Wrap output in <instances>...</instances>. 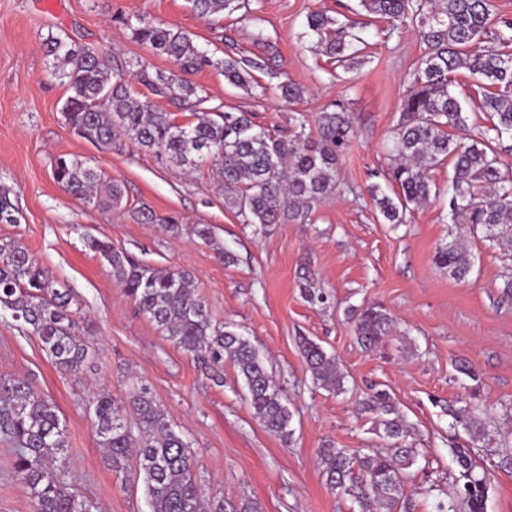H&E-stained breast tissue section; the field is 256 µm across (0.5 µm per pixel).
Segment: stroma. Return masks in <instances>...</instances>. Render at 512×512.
<instances>
[{"label": "stroma", "mask_w": 512, "mask_h": 512, "mask_svg": "<svg viewBox=\"0 0 512 512\" xmlns=\"http://www.w3.org/2000/svg\"><path fill=\"white\" fill-rule=\"evenodd\" d=\"M250 4V11L216 22L192 12L187 0H0V184L11 188L19 211L18 223L0 224V239L19 241L68 289L88 324L90 346L83 374H61L38 336L0 314V375L29 378L59 406L68 439L63 479L101 512L151 508L142 481L118 475L99 448L88 407L94 394L123 401L134 378L148 380L191 443L206 499L223 500L227 512H352L350 498L326 485L318 451L328 442L352 450L381 447L379 428L357 399L384 390L412 425V446L428 451L426 467L410 470L405 494L411 512H432L436 498L457 493L448 478L455 437L445 410L462 393L455 360L475 365L492 418L502 431H512V417L504 414L512 406V303L500 290L504 272L512 271V251L488 246L482 231L449 223L446 198L395 226L385 223L368 195L375 175L390 163L391 131L421 53L414 30L387 36L386 22L373 21L359 0ZM312 11L356 18L367 48L354 81L334 74L326 57L300 40ZM141 15L185 31L210 56L279 65L303 88L298 108L308 119L332 103L347 106L354 135L339 162L341 184L311 223H243L225 207L211 164L189 170L127 139L101 149L75 134L62 114L68 91L53 73L45 39L59 35L118 62L137 58L164 73L179 72L172 59L133 39L123 20ZM187 79L203 87L211 105L257 113L265 126L287 127L292 115L267 75L259 77L267 88L261 96L228 84L210 67ZM62 155L87 161L120 184L121 203L104 209L64 191L51 173ZM138 206L179 216L187 225H209L216 246L233 252L236 264L224 265L216 246L194 236L139 223L133 214ZM457 237L476 257L474 272L461 282L433 263L437 249ZM91 239L193 275L213 321L244 333L271 360L293 412L290 442L253 417L232 367L216 385L192 355L139 313L88 247ZM307 265L330 293L329 305L302 299L299 274ZM372 301L397 317L398 330L370 352L359 345L348 310ZM304 336L336 355L347 375L346 393L312 384L299 350ZM14 462L13 449L0 442V512H34Z\"/></svg>", "instance_id": "obj_1"}]
</instances>
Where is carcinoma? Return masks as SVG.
<instances>
[{"instance_id":"cac0c4a2","label":"carcinoma","mask_w":512,"mask_h":512,"mask_svg":"<svg viewBox=\"0 0 512 512\" xmlns=\"http://www.w3.org/2000/svg\"><path fill=\"white\" fill-rule=\"evenodd\" d=\"M198 15L220 17L245 6L243 0H188ZM369 14L415 29L422 53L414 63L401 115L392 130L393 164L387 177L398 187L391 198L379 184L369 194L385 221L406 223V215L440 194L430 171L449 163L448 220L481 228L492 246L512 244V175L502 171V154L512 152V22L498 16L493 0H360ZM133 38L154 55L174 60L188 73L205 66L224 72V79L246 90L263 88L252 75L269 71L264 60L212 59L189 34L153 18L136 23L124 15ZM355 23L320 11L307 16L302 37L328 57L334 67L353 72L361 63L363 39L353 33ZM46 54L53 57L56 76L67 85L63 106L66 122L78 136L97 147H110L124 137L156 156L180 166L210 161L217 167L224 206L246 224H308L316 207L335 194L339 157L348 148L352 121L342 103L319 113L316 135L305 133L307 118L294 112L286 130L272 131L255 121L254 113L228 112L223 106L206 108L196 124L182 125L169 112H158L146 99L134 96L130 80L152 95L194 110L210 101L204 89L176 75L154 70L141 60L110 66L96 49L75 48L60 36L46 39ZM478 81L481 92L473 107L488 114L491 123L472 129L452 87L460 70ZM280 97L293 104L303 97L297 84H277ZM55 182L73 197L104 208L121 201V185H103L97 170L80 159L59 156L52 168ZM144 224H165L179 229L175 216L158 217L142 208ZM11 189L0 185V224H16ZM112 270L116 285L136 302L141 313L175 346L193 356L211 380L222 383L224 365L241 377L245 399L253 415L270 433L291 436L292 411L285 403L272 370L258 349L243 334L213 322L206 305L196 297L192 276L179 269L153 267L112 248L107 241L91 240ZM434 264L463 281L473 268L470 251L458 241L438 249ZM302 295L311 305H325L328 292L316 286L311 271L303 275ZM68 290L51 278L34 256L15 240H0V311L38 336L42 350L60 372L75 376L83 371L88 345L79 329L77 313L70 310ZM355 331L367 350L376 348L397 329V319L381 303L352 310ZM299 348L313 384L342 394L346 375L336 356L313 339L302 337ZM467 394L449 410L451 426L468 436L465 445L454 443L457 472L450 474L468 512H485L494 473H512V438L508 448L488 465L474 448L496 442L491 419L478 401L476 387L462 384ZM382 427L388 448L360 453L327 446L319 459L326 485L341 490L357 504V512H408L402 499L405 470L426 451L406 445L410 436L404 416L384 391L358 401ZM92 430L99 447L122 471L136 459L138 473L152 512H224V502H205L192 470L191 445L178 432L156 399L151 385L133 383L124 404L107 394L89 402ZM0 440L14 449V472L30 489L35 512H96L94 502L67 491L58 479L55 463L67 447V435L56 404L34 389L24 377H0Z\"/></svg>"}]
</instances>
